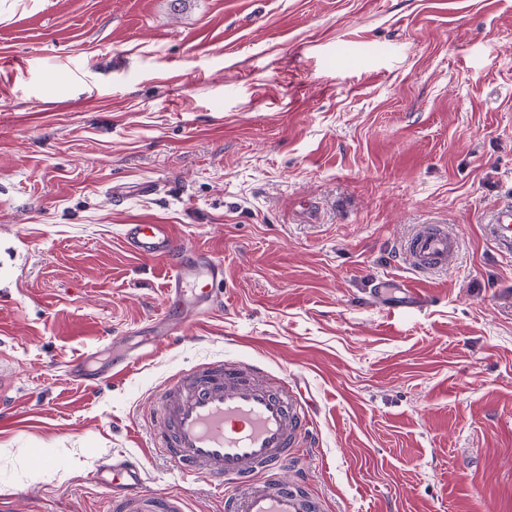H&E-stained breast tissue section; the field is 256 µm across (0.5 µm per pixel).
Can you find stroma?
Here are the masks:
<instances>
[{
  "instance_id": "stroma-1",
  "label": "stroma",
  "mask_w": 512,
  "mask_h": 512,
  "mask_svg": "<svg viewBox=\"0 0 512 512\" xmlns=\"http://www.w3.org/2000/svg\"><path fill=\"white\" fill-rule=\"evenodd\" d=\"M0 12V429L11 512H106L99 464L224 512L152 451L154 391L204 359L304 379L289 469L323 512H512V0H10ZM170 224L224 263L223 305L154 344L166 269L122 242ZM445 224L420 309L373 280ZM125 377L71 374L113 339ZM52 470L38 469L40 458ZM459 248L458 236L445 224H422L401 246L406 264L417 273L448 270Z\"/></svg>"
}]
</instances>
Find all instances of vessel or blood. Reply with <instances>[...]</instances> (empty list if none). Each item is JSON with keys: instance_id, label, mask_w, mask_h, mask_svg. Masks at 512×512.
I'll use <instances>...</instances> for the list:
<instances>
[{"instance_id": "vessel-or-blood-1", "label": "vessel or blood", "mask_w": 512, "mask_h": 512, "mask_svg": "<svg viewBox=\"0 0 512 512\" xmlns=\"http://www.w3.org/2000/svg\"><path fill=\"white\" fill-rule=\"evenodd\" d=\"M123 240L140 258L167 261L165 295L170 332L190 322L188 309L207 314L214 287L224 280V264L188 248L166 224H128ZM459 239L444 224H423L404 240L401 251L415 272L447 269ZM403 307L422 306L427 289L396 280ZM152 448L186 473L231 484L224 512H321L302 474L287 476L288 461L308 438L315 413L299 382L277 380L256 363L211 360L170 377L153 395ZM112 477L121 492L112 512H180L171 500L144 494L143 469L124 459L99 466L94 477Z\"/></svg>"}]
</instances>
